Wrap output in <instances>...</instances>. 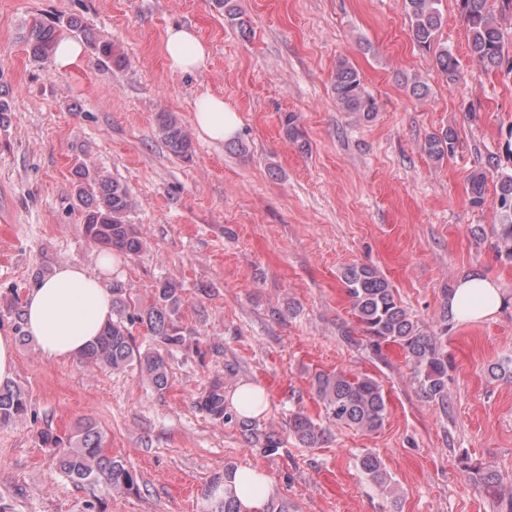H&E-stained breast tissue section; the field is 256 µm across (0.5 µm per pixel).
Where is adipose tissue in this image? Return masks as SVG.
<instances>
[{"mask_svg": "<svg viewBox=\"0 0 512 512\" xmlns=\"http://www.w3.org/2000/svg\"><path fill=\"white\" fill-rule=\"evenodd\" d=\"M164 46L172 71L193 73L207 65V46L191 28L169 27ZM192 122L200 137L213 142L234 138L240 129L237 112L222 97L211 94L203 95ZM114 266V257L107 253L98 254L92 270L65 262L27 293L25 331L44 358L79 355L111 321L112 295L103 277ZM502 304L497 281L473 275L460 278L448 297L449 313L463 323L494 315ZM220 492L234 497L243 512H264L276 487L265 474L244 463L225 473Z\"/></svg>", "mask_w": 512, "mask_h": 512, "instance_id": "1", "label": "adipose tissue"}]
</instances>
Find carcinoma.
<instances>
[{
	"mask_svg": "<svg viewBox=\"0 0 512 512\" xmlns=\"http://www.w3.org/2000/svg\"><path fill=\"white\" fill-rule=\"evenodd\" d=\"M441 2L403 0L415 43L426 50L437 46L435 66L448 82L454 83L459 79V62L448 47L437 44L444 22ZM457 2L460 18L467 30L472 61L486 70L512 74V44L506 43L504 35L506 28L512 29V0ZM218 5L224 7V20L228 24L237 27L243 35L250 32L233 0H218ZM64 27L80 34L99 59L117 68L123 66L125 58L112 42L98 39L75 18L67 19ZM59 41V27L36 22L26 38L27 52L31 57L45 61L53 55ZM332 91L342 110L357 115L363 121L374 118L376 101L346 56L336 60ZM281 126L290 142L306 149L307 141L297 115L292 112L285 114ZM157 133L173 155L188 158L194 152L191 135L176 114L160 113ZM458 144V134L450 127L428 136L422 150L430 159L440 162L453 155ZM493 170L497 171L498 216V222L492 229L494 248L499 258L512 263V172L499 171L496 157H488L486 167L470 173V203L475 207L482 205L488 174ZM78 177L76 198L82 208L86 234L93 243L105 250L127 255L142 251L146 245L145 238L128 221L130 212L135 208V200L127 189L101 171L82 169ZM341 280L351 311L372 345L392 343L401 347L412 363L413 377L422 395L442 407L448 405V312H443L435 328L427 331L402 305L396 290L375 268L349 266L342 272ZM179 292L176 284L165 281L155 289L151 303L133 305L127 298V289L112 285V322L104 327L79 360L114 371L134 368L156 390L166 389L170 375V349L182 345L185 336L189 335L173 319L180 303ZM136 323L145 328L156 342V347L142 350L136 345L131 332ZM311 390L322 407L327 426H321L304 414L294 415L288 423V431L307 448L323 442L331 426H347L356 431L375 433L387 418L383 388L367 375L319 372L312 380ZM196 406L215 420L224 419V386L220 380L209 384ZM27 412L28 399L21 389L9 384L0 385V426L21 419ZM238 426L244 439L264 453H275L281 447L277 434L259 429L256 422L248 417L241 418ZM38 440L41 447L56 455L59 474L89 491L85 512H100L101 499L96 492L102 488L113 492H130L138 488L136 473L103 448L105 434L92 420L79 424L66 440L48 431L39 432ZM359 469L380 491H391L390 477L377 456L371 453L361 455ZM218 487L219 481L215 478L204 492L206 498L215 500L213 512H241L235 498L216 499Z\"/></svg>",
	"mask_w": 512,
	"mask_h": 512,
	"instance_id": "carcinoma-1",
	"label": "carcinoma"
}]
</instances>
